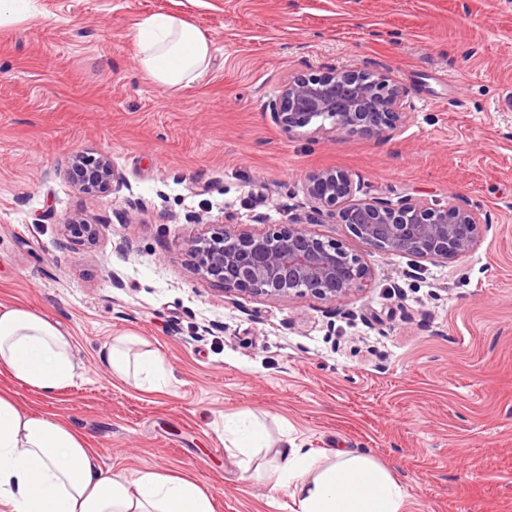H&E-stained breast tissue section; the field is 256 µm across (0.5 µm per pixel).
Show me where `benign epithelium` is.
Here are the masks:
<instances>
[{
	"instance_id": "7a95c632",
	"label": "benign epithelium",
	"mask_w": 512,
	"mask_h": 512,
	"mask_svg": "<svg viewBox=\"0 0 512 512\" xmlns=\"http://www.w3.org/2000/svg\"><path fill=\"white\" fill-rule=\"evenodd\" d=\"M405 89L387 72L331 70L288 80L269 103L270 117L291 133L321 119L331 120L337 134L369 133L389 138L412 119ZM79 188L106 195L119 189L122 176L110 157L101 154L91 165L73 166ZM310 199L314 222L343 224L358 239L385 252L422 260L459 259L480 242L482 215L457 203L440 207L421 197L392 201L361 198L348 172L319 169L302 186ZM66 234L92 241L95 225L79 216L64 219ZM185 254L192 270L213 280L226 293H248L290 302L307 295L339 300L365 287L369 269L341 243L323 239L302 223L278 224L253 234L236 229L224 217L208 238L187 241Z\"/></svg>"
}]
</instances>
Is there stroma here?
<instances>
[{
	"instance_id": "1",
	"label": "stroma",
	"mask_w": 512,
	"mask_h": 512,
	"mask_svg": "<svg viewBox=\"0 0 512 512\" xmlns=\"http://www.w3.org/2000/svg\"><path fill=\"white\" fill-rule=\"evenodd\" d=\"M39 2L37 21L0 27V303L58 322L77 375L47 396L0 371V392L70 425L103 468L196 480L215 512H299L225 448L224 418L243 410L269 433L256 463L291 442L341 449L389 469L409 512H512V0ZM160 11L216 47L173 97L140 74L129 38ZM332 69L390 71L411 122L385 140L272 122L288 78ZM102 153L122 187L80 192L73 158ZM320 168L347 171L364 198L466 204L487 219L480 244L425 261L311 224L302 183ZM70 215L96 239L65 236ZM227 215L256 234L310 223L362 259L367 287L225 294L185 244ZM124 334L164 359L167 387L101 365Z\"/></svg>"
}]
</instances>
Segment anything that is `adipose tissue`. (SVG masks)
<instances>
[{"label": "adipose tissue", "instance_id": "obj_1", "mask_svg": "<svg viewBox=\"0 0 512 512\" xmlns=\"http://www.w3.org/2000/svg\"><path fill=\"white\" fill-rule=\"evenodd\" d=\"M141 73L177 95L209 68L213 41L173 13H154L130 31ZM107 371L134 375L150 389L168 378L154 351L137 350L129 337L99 353ZM0 369L16 381L50 395L69 384L76 363L70 336L48 315L0 304ZM224 439L242 467L252 451L267 447L268 433L253 412L224 420ZM262 479L296 498L300 512H409L408 495L374 458L343 451L320 458L297 446L265 466ZM0 512H214L213 500L193 480L152 470L128 477L103 470L83 437L59 420L22 410L0 395Z\"/></svg>", "mask_w": 512, "mask_h": 512}]
</instances>
